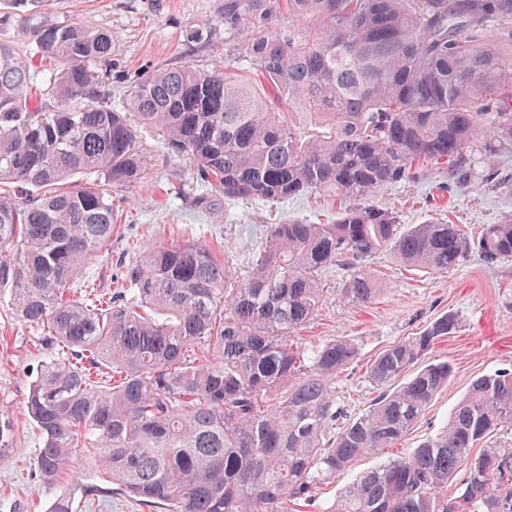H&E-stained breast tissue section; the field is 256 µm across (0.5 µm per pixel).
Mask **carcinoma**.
<instances>
[{
	"mask_svg": "<svg viewBox=\"0 0 512 512\" xmlns=\"http://www.w3.org/2000/svg\"><path fill=\"white\" fill-rule=\"evenodd\" d=\"M224 37L266 88L218 64L148 71L112 104V33L40 24L35 67L0 42V288L39 327L45 357L25 408L35 465L53 487L80 453L105 484L83 493L153 512H316L317 491L365 455L400 444L448 384L427 362L455 329L444 315L381 352L378 391L351 417L332 380L358 342H302L322 305L372 302L368 260L390 251L446 273L479 254L512 260V218L477 239L455 224L403 226L367 199L448 164L462 181L512 157V59L473 44L486 22L512 31V0H222ZM155 130L192 178L169 195L196 207L329 192L356 204L331 224H272L241 273L205 245L149 244L108 299L74 300L112 247V189L152 176L136 125ZM92 174V186L63 182ZM403 383H397L401 377ZM512 370L471 382L442 430L346 482L324 512H512Z\"/></svg>",
	"mask_w": 512,
	"mask_h": 512,
	"instance_id": "1",
	"label": "carcinoma"
}]
</instances>
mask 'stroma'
Instances as JSON below:
<instances>
[{
    "label": "stroma",
    "mask_w": 512,
    "mask_h": 512,
    "mask_svg": "<svg viewBox=\"0 0 512 512\" xmlns=\"http://www.w3.org/2000/svg\"><path fill=\"white\" fill-rule=\"evenodd\" d=\"M219 6L220 0H37L26 7L5 2L0 11L11 14L12 23L0 28V42L28 52L29 41L18 30L32 21L82 20L110 31L112 100L118 103L149 70L186 65L206 69L222 61L235 66V59L224 56ZM202 26L208 30V41L187 42L186 32ZM141 138L150 152L153 177L112 195V251L88 270L95 294L102 297L120 288L121 272L139 258L143 241L182 242L184 226L193 227L195 241L226 254L240 270L246 264L241 241L263 244L267 225L288 220L326 223L336 217V200L324 195L277 203L240 200L200 209L168 201V182L190 179L191 174L184 162L168 158L154 131L142 130ZM375 200L397 212L402 223L439 221L457 225L473 237L482 225L512 216V192L453 180L444 167H429L421 180L383 188ZM368 266L382 282L376 298L360 308L348 307L340 295L341 277L327 271L322 276L323 306L301 336L310 346L358 340L357 360L334 380L337 400L357 414L376 395L366 369L379 353L424 331L442 315L456 318L455 329L429 354L430 360L450 363L454 373L421 421L396 446V453L403 454L436 435L473 380L499 369L512 370V261L488 266L473 256L455 271L433 274L402 266L393 254L382 252ZM42 351L39 332L14 317L9 289L0 290V414L9 417L13 430L12 451L0 457V512H47L56 496L81 499L82 485L101 480L79 459L72 465L73 479L56 488L46 489L39 479L34 466L38 433L27 417L25 400Z\"/></svg>",
    "instance_id": "obj_1"
}]
</instances>
